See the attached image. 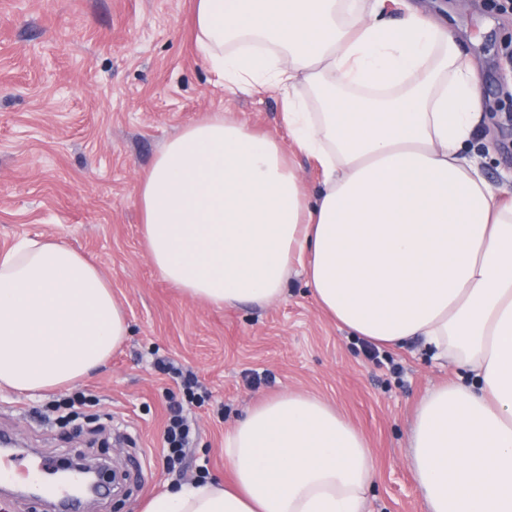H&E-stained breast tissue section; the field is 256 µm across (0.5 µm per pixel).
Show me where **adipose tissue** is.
Here are the masks:
<instances>
[{
  "instance_id": "ef3b65f1",
  "label": "adipose tissue",
  "mask_w": 512,
  "mask_h": 512,
  "mask_svg": "<svg viewBox=\"0 0 512 512\" xmlns=\"http://www.w3.org/2000/svg\"><path fill=\"white\" fill-rule=\"evenodd\" d=\"M202 59L232 91H278L291 145L215 112L142 179L161 276L214 306H264L302 274L319 308L389 348L420 340L457 380L428 391L408 435L427 512H512V202L465 151L478 79L423 6L383 0H196ZM314 159L317 194L292 153ZM96 265L60 239L0 254V386L63 388L129 335ZM230 482L164 491L142 512H364V436L305 393L268 397L224 434Z\"/></svg>"
}]
</instances>
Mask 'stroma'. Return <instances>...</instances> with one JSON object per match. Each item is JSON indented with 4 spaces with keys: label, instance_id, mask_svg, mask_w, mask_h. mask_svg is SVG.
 <instances>
[{
    "label": "stroma",
    "instance_id": "obj_1",
    "mask_svg": "<svg viewBox=\"0 0 512 512\" xmlns=\"http://www.w3.org/2000/svg\"><path fill=\"white\" fill-rule=\"evenodd\" d=\"M454 28L477 67L484 120L469 145L501 200L512 201V9L506 0H420ZM194 0H0V251L23 238L63 239L98 266L124 305L130 334L78 388L106 429L73 436L46 417L45 392L0 388V431L24 447L12 474L49 483L76 453L105 459L124 478L120 498L89 512H141L200 468L229 478L224 432L262 398L285 390L332 403L369 442L376 464L366 512H426L407 467L419 400L457 374L418 342L370 357L321 312L302 278L267 306L216 307L183 296L152 265L137 193L163 145L213 112H234L288 141L274 91L233 93L200 58ZM171 357L197 376L196 441L183 476L161 453L167 393L152 365Z\"/></svg>",
    "mask_w": 512,
    "mask_h": 512
}]
</instances>
